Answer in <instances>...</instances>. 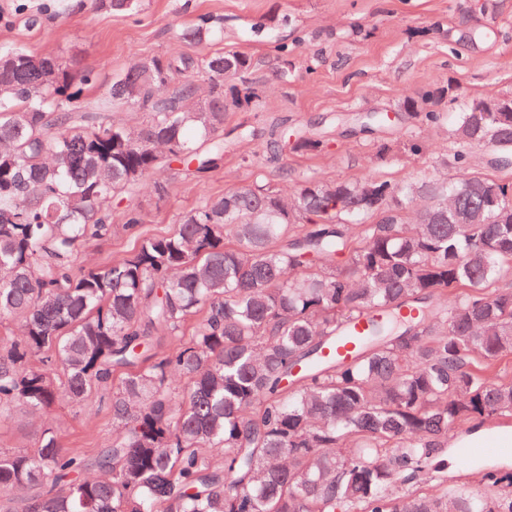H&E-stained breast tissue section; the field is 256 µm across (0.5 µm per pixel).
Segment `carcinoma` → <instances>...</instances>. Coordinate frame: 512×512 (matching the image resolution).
Segmentation results:
<instances>
[{"instance_id": "1", "label": "carcinoma", "mask_w": 512, "mask_h": 512, "mask_svg": "<svg viewBox=\"0 0 512 512\" xmlns=\"http://www.w3.org/2000/svg\"><path fill=\"white\" fill-rule=\"evenodd\" d=\"M130 14L137 0H92ZM218 36L207 18L182 33ZM0 47V416L109 396L120 433L92 459L46 427L30 451L0 452V512H512V474L482 488L433 475L448 431L512 414V112L458 113L457 180L305 176L206 199L167 236H139L106 270L73 273L133 197L178 167L224 163V83L240 51L153 58L96 107L150 112L132 130L82 111L91 71ZM195 74L210 99L197 107ZM175 85L158 106L155 92ZM430 95L405 111L436 126ZM313 129L271 135L267 161L319 147ZM370 325L352 356H324L346 324Z\"/></svg>"}]
</instances>
